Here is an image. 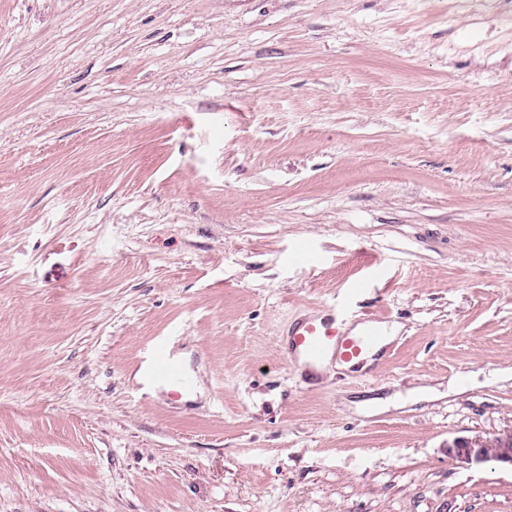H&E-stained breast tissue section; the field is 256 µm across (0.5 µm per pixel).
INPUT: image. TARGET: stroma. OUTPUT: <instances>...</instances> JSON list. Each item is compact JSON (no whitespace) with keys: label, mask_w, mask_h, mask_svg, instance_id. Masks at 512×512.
<instances>
[{"label":"stroma","mask_w":512,"mask_h":512,"mask_svg":"<svg viewBox=\"0 0 512 512\" xmlns=\"http://www.w3.org/2000/svg\"><path fill=\"white\" fill-rule=\"evenodd\" d=\"M504 369L512 0H0V512H512ZM347 312L333 305L321 314H309L296 322L288 331V350L295 357L302 356L311 370L330 354L349 362L366 355L383 341L380 331L384 321L365 319L366 332L349 335L343 331ZM329 357L318 370L322 373L331 365ZM141 367L146 379L166 384L174 394L186 392L192 385L182 366L171 355L168 341L164 337H158L152 343ZM448 455L461 464L496 461L512 466V431L494 438H454L448 443Z\"/></svg>","instance_id":"stroma-1"}]
</instances>
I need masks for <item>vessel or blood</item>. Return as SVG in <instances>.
Segmentation results:
<instances>
[{
    "label": "vessel or blood",
    "instance_id": "vessel-or-blood-1",
    "mask_svg": "<svg viewBox=\"0 0 512 512\" xmlns=\"http://www.w3.org/2000/svg\"><path fill=\"white\" fill-rule=\"evenodd\" d=\"M346 317V311L335 306L326 312L305 316L288 331L289 351L314 368L330 355L346 362L362 357L382 342L380 321L369 320L366 332L352 335L343 330ZM142 367L146 379L167 385L173 393L185 392L192 385L182 366L173 358L166 338H157L152 343Z\"/></svg>",
    "mask_w": 512,
    "mask_h": 512
}]
</instances>
